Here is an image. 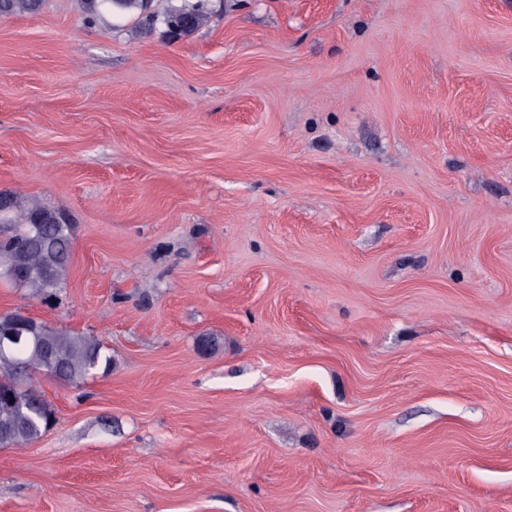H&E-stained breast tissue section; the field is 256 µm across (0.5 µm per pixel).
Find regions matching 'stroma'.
Returning a JSON list of instances; mask_svg holds the SVG:
<instances>
[{
	"label": "stroma",
	"mask_w": 512,
	"mask_h": 512,
	"mask_svg": "<svg viewBox=\"0 0 512 512\" xmlns=\"http://www.w3.org/2000/svg\"><path fill=\"white\" fill-rule=\"evenodd\" d=\"M0 17V190L97 337L0 512H512V0ZM216 349H198L200 336ZM88 5L87 19L92 22L101 9L112 16L134 17L141 31H151L158 23L164 26L163 35L169 41L178 40L201 27L208 19V0H168L180 2L168 7L163 13L152 9L153 0H85Z\"/></svg>",
	"instance_id": "stroma-1"
}]
</instances>
